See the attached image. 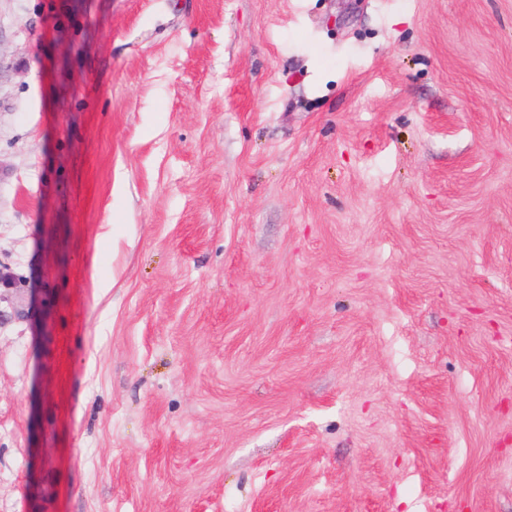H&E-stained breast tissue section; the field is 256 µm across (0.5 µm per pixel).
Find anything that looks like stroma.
Here are the masks:
<instances>
[{"instance_id": "35a3bbf8", "label": "stroma", "mask_w": 512, "mask_h": 512, "mask_svg": "<svg viewBox=\"0 0 512 512\" xmlns=\"http://www.w3.org/2000/svg\"><path fill=\"white\" fill-rule=\"evenodd\" d=\"M0 273V512H512V0H0Z\"/></svg>"}]
</instances>
